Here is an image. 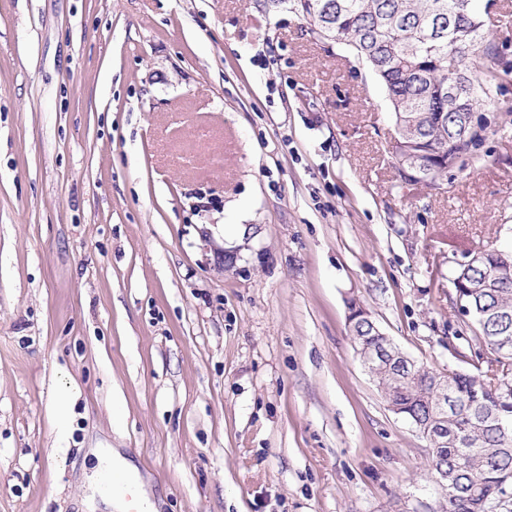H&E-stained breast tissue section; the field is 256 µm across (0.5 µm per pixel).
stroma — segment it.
I'll return each mask as SVG.
<instances>
[{
  "label": "stroma",
  "instance_id": "1",
  "mask_svg": "<svg viewBox=\"0 0 512 512\" xmlns=\"http://www.w3.org/2000/svg\"><path fill=\"white\" fill-rule=\"evenodd\" d=\"M486 31L512 63V0ZM493 95L405 186L380 83L287 8L0 0V512H82L97 448L156 512H439L348 304L481 366L451 279L512 249V74ZM98 457V471L103 475V480L106 484L107 478L112 471L117 473H124L131 480L136 478V471H134L123 459H121L117 454L112 453V460L106 459L100 455L98 450L94 451Z\"/></svg>",
  "mask_w": 512,
  "mask_h": 512
}]
</instances>
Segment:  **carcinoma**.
<instances>
[{"mask_svg":"<svg viewBox=\"0 0 512 512\" xmlns=\"http://www.w3.org/2000/svg\"><path fill=\"white\" fill-rule=\"evenodd\" d=\"M334 2L329 11L325 2ZM467 0H269L331 37L349 41L347 47L383 85L393 114L400 164L429 166L425 186L438 185L448 171L461 137L448 120V81L459 82L474 110L492 99L500 73L489 69L472 76L469 60L479 56L498 60L495 43L484 32L481 2ZM455 294L468 307L476 338L490 347L500 329L496 317L512 311V264L498 258V249L485 250L474 279L453 283ZM369 313L358 308L351 337L356 346H379ZM398 359L376 366L373 380L390 410L414 425L417 432L436 411L443 374L418 364L400 373ZM487 362L486 371L456 372L448 377V432L466 444L430 443L435 475L446 471L448 500L441 512H485L486 504L512 492V377L506 379Z\"/></svg>","mask_w":512,"mask_h":512,"instance_id":"cac0c4a2","label":"carcinoma"}]
</instances>
